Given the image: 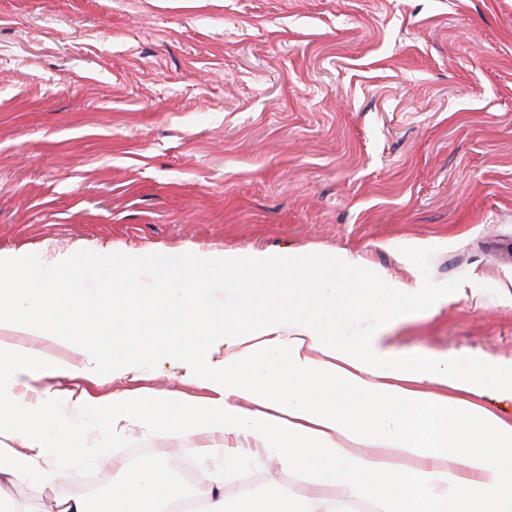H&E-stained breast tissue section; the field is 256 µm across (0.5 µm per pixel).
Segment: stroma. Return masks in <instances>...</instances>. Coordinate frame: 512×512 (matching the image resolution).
<instances>
[{
    "label": "stroma",
    "mask_w": 512,
    "mask_h": 512,
    "mask_svg": "<svg viewBox=\"0 0 512 512\" xmlns=\"http://www.w3.org/2000/svg\"><path fill=\"white\" fill-rule=\"evenodd\" d=\"M55 245L90 288L363 251L448 292L389 321L398 356L511 372L512 0H0V250L37 272ZM185 373L156 355L90 391L209 396ZM302 483L253 464L224 496Z\"/></svg>",
    "instance_id": "obj_1"
}]
</instances>
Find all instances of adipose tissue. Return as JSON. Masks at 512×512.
<instances>
[{"label": "adipose tissue", "mask_w": 512, "mask_h": 512, "mask_svg": "<svg viewBox=\"0 0 512 512\" xmlns=\"http://www.w3.org/2000/svg\"><path fill=\"white\" fill-rule=\"evenodd\" d=\"M195 260L204 270L234 268L235 285L177 287L121 267L90 291L68 251H48L38 277L21 255L0 251V329L26 337L0 339V512H14L7 488H44L97 455L120 463L112 473L118 512H163L173 495L167 468L121 462L135 436L160 431L194 440L183 463L201 466L203 512H333L336 499L359 497L369 478L381 512H512V461L504 458L512 417L480 402L491 388L512 399V376L485 363L400 358L378 334L382 317L442 302L439 290L414 272L391 279L365 255L342 250L324 266L364 289L327 323L288 276L310 266L297 252L210 251ZM271 274L275 310L267 313L253 297ZM117 341L126 349L119 362L108 354ZM206 342L223 344V356L202 352ZM60 345L82 355L80 370L49 358ZM155 353L186 359L210 396H95L79 386L58 408L53 379H121ZM87 418L96 424L77 447L48 441L46 429L63 434ZM245 460L288 464L310 483L300 495L279 490L227 504L224 482Z\"/></svg>", "instance_id": "obj_1"}]
</instances>
